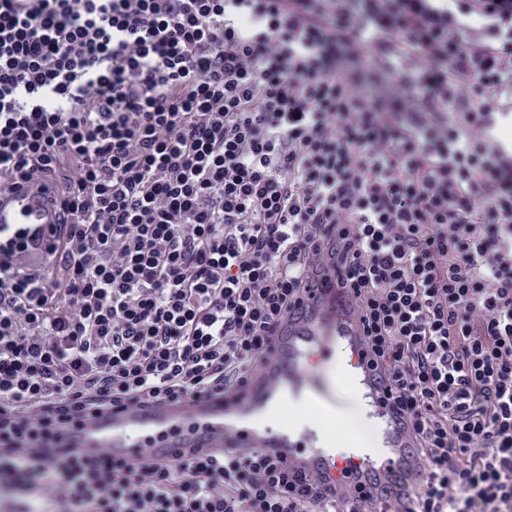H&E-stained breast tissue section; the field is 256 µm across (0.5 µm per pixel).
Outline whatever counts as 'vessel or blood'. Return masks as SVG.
Masks as SVG:
<instances>
[{"label":"vessel or blood","instance_id":"1","mask_svg":"<svg viewBox=\"0 0 512 512\" xmlns=\"http://www.w3.org/2000/svg\"><path fill=\"white\" fill-rule=\"evenodd\" d=\"M53 188L25 182L0 194V225L52 224ZM352 309L336 301V282L315 284L296 322L277 336L268 363L250 374L233 402L190 399L112 410L72 431L71 446L93 458L178 461L226 448L282 457L308 474L329 472L337 495L352 498L366 475L404 467L408 435L394 434L389 402L368 365ZM350 389L373 419L369 438L351 429L337 388Z\"/></svg>","mask_w":512,"mask_h":512}]
</instances>
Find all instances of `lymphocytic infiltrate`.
Returning a JSON list of instances; mask_svg holds the SVG:
<instances>
[{"instance_id": "obj_1", "label": "lymphocytic infiltrate", "mask_w": 512, "mask_h": 512, "mask_svg": "<svg viewBox=\"0 0 512 512\" xmlns=\"http://www.w3.org/2000/svg\"><path fill=\"white\" fill-rule=\"evenodd\" d=\"M31 179L59 221L0 227L8 512H512V0H0V192ZM328 271L411 505L278 456L70 447L231 393Z\"/></svg>"}]
</instances>
